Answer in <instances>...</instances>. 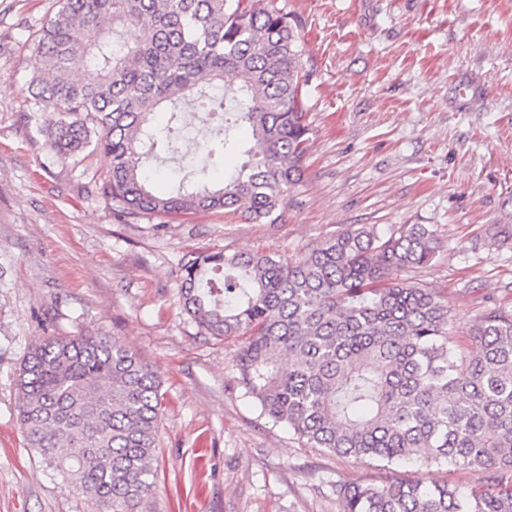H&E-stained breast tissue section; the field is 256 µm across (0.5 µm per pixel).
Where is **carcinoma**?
Returning <instances> with one entry per match:
<instances>
[{"label":"carcinoma","mask_w":512,"mask_h":512,"mask_svg":"<svg viewBox=\"0 0 512 512\" xmlns=\"http://www.w3.org/2000/svg\"><path fill=\"white\" fill-rule=\"evenodd\" d=\"M30 48L26 122L76 165L109 157L94 190L130 215L243 208L270 220L301 182L305 50L274 0H58ZM186 94L210 126L209 165L157 193L146 171L160 144L179 155ZM228 116L251 142L226 133ZM230 153L247 160L215 187L208 166ZM439 248L426 224H361L298 259L196 253L181 265L182 309L217 339L246 337L238 380L269 418L358 463H450L476 477L338 485L340 512H512V309L486 306L462 353L447 300L400 278ZM161 387L160 369L114 336H44L19 368L18 419L93 512H152Z\"/></svg>","instance_id":"carcinoma-1"}]
</instances>
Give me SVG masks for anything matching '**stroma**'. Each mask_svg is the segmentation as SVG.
<instances>
[{"mask_svg":"<svg viewBox=\"0 0 512 512\" xmlns=\"http://www.w3.org/2000/svg\"><path fill=\"white\" fill-rule=\"evenodd\" d=\"M56 0H0V512H92L29 448L16 379L31 343L102 332L162 372L154 512H339L336 485L468 486L462 468L383 469L313 448L237 382L240 339L178 301L190 252L298 256L351 224L431 225L407 274L448 301L463 349L484 307H512V0H275L298 25L312 128L275 222L128 215L92 189L110 160L58 158L24 123L29 36Z\"/></svg>","mask_w":512,"mask_h":512,"instance_id":"1","label":"stroma"}]
</instances>
